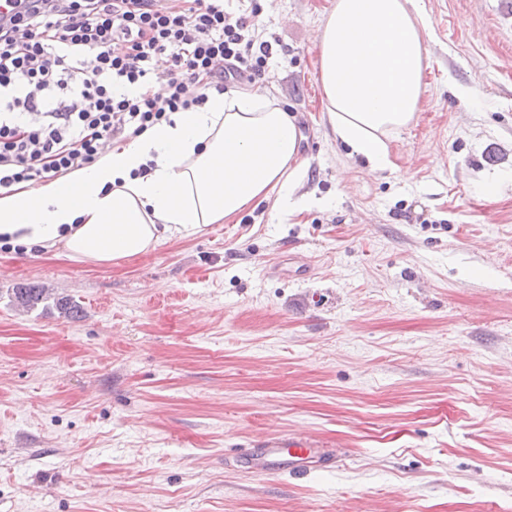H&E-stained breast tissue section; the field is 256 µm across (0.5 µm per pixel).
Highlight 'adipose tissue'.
<instances>
[{
  "instance_id": "1",
  "label": "adipose tissue",
  "mask_w": 512,
  "mask_h": 512,
  "mask_svg": "<svg viewBox=\"0 0 512 512\" xmlns=\"http://www.w3.org/2000/svg\"><path fill=\"white\" fill-rule=\"evenodd\" d=\"M431 40L423 0H334L315 35L331 131L371 172L390 168V136L420 109ZM302 139L274 96L213 94L91 165L0 190V235L102 264L149 253L167 234H197L257 201L275 199L288 214L303 178Z\"/></svg>"
}]
</instances>
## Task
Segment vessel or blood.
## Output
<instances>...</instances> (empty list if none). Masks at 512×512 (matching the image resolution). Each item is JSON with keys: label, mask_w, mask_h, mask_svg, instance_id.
I'll return each instance as SVG.
<instances>
[{"label": "vessel or blood", "mask_w": 512, "mask_h": 512, "mask_svg": "<svg viewBox=\"0 0 512 512\" xmlns=\"http://www.w3.org/2000/svg\"><path fill=\"white\" fill-rule=\"evenodd\" d=\"M317 448L313 435L291 438L274 430L254 439L250 447L240 449L238 456L265 474L281 471L299 474L305 471Z\"/></svg>", "instance_id": "vessel-or-blood-1"}]
</instances>
